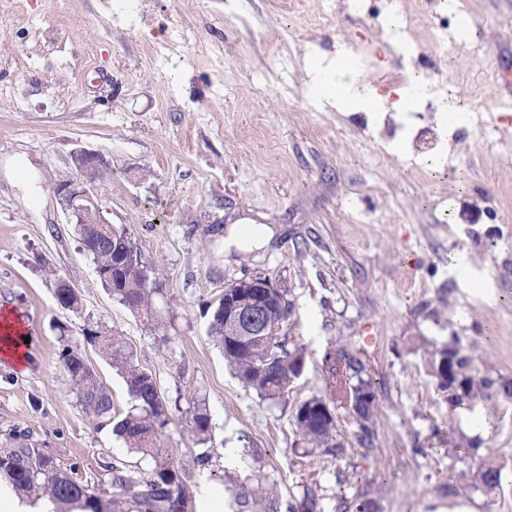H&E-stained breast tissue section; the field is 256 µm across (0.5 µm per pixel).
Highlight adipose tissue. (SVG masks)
<instances>
[{
	"label": "adipose tissue",
	"instance_id": "ef3b65f1",
	"mask_svg": "<svg viewBox=\"0 0 512 512\" xmlns=\"http://www.w3.org/2000/svg\"><path fill=\"white\" fill-rule=\"evenodd\" d=\"M306 73L309 92L336 109L378 112L387 106L386 99L374 86L357 82V67L350 53H339L334 60L326 62L316 52H308Z\"/></svg>",
	"mask_w": 512,
	"mask_h": 512
}]
</instances>
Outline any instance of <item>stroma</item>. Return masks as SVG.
Here are the masks:
<instances>
[{
  "label": "stroma",
  "mask_w": 512,
  "mask_h": 512,
  "mask_svg": "<svg viewBox=\"0 0 512 512\" xmlns=\"http://www.w3.org/2000/svg\"><path fill=\"white\" fill-rule=\"evenodd\" d=\"M393 2L427 57L436 17L462 18L428 74L437 102L458 96L465 120L446 124L421 104L366 114L316 101L302 67L311 47L327 59L361 52L359 80L396 88L395 45L353 0H336L320 27L323 0H0V307L30 337L25 366L0 361V448L47 449L107 499L112 459L151 468L95 428L60 364L72 342L111 390L113 415L127 413L122 378L83 342L99 323L156 378L172 418L162 440L194 512H229L243 484L251 512H264L267 488L284 506L312 482L321 512L365 488L379 512H512V410L479 407V452L503 465L491 500L459 480L469 462L435 435L462 419L425 363L456 336L479 343V374L512 376V98L494 83L512 62V0ZM79 148L109 163L96 183L105 218L162 273L156 332L103 287L53 194ZM430 155L442 172L422 164ZM461 251L463 276L450 267ZM58 274L80 313L58 305ZM245 275L287 288L282 334L306 351L281 400L246 389L207 336V304ZM340 344L374 379L378 413L369 449L342 420L335 459L300 443L292 411L323 392V357ZM198 402L212 423L203 442Z\"/></svg>",
  "instance_id": "stroma-1"
}]
</instances>
